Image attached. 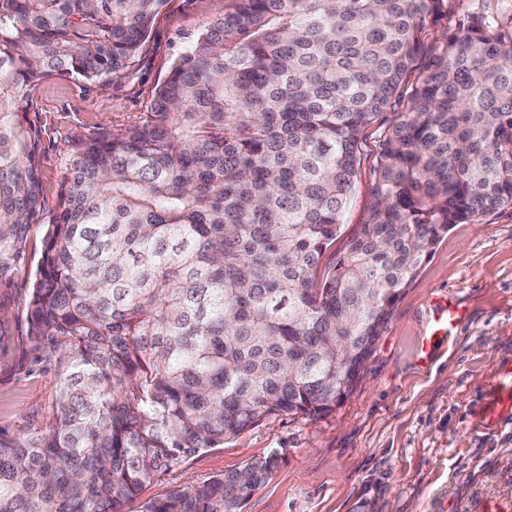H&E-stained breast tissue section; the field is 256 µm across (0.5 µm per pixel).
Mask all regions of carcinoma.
<instances>
[{
    "label": "carcinoma",
    "instance_id": "carcinoma-1",
    "mask_svg": "<svg viewBox=\"0 0 512 512\" xmlns=\"http://www.w3.org/2000/svg\"><path fill=\"white\" fill-rule=\"evenodd\" d=\"M175 61L152 117L73 138L28 297L58 355L46 425L0 440V512H123L158 471L284 413L323 418L454 224L512 208V0H234ZM164 0H0V280L43 211L51 73L96 81ZM368 222L336 241L364 130ZM274 452L140 512H242ZM448 27V0L444 2L443 7L439 10L436 18L429 24L428 31L424 42L421 44L419 56L416 60V72L411 74L410 79L414 78V74L422 70L440 48V37Z\"/></svg>",
    "mask_w": 512,
    "mask_h": 512
}]
</instances>
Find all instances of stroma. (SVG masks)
Instances as JSON below:
<instances>
[{
    "label": "stroma",
    "instance_id": "obj_1",
    "mask_svg": "<svg viewBox=\"0 0 512 512\" xmlns=\"http://www.w3.org/2000/svg\"><path fill=\"white\" fill-rule=\"evenodd\" d=\"M232 0H165L123 72L97 82L51 74L30 120L43 131L44 215L30 225L23 262L0 283V438L44 427L55 402V362L31 349L27 299L43 237L64 192L71 135L148 120L177 57ZM378 128L361 143L359 173L334 251L366 223L373 204ZM468 312L428 362L419 344L439 302ZM512 361V209L457 224L401 293L360 379L327 417L289 413L262 420L158 472L127 503L165 496L279 453L281 463L243 512H512V419L482 431L477 409L500 363Z\"/></svg>",
    "mask_w": 512,
    "mask_h": 512
}]
</instances>
